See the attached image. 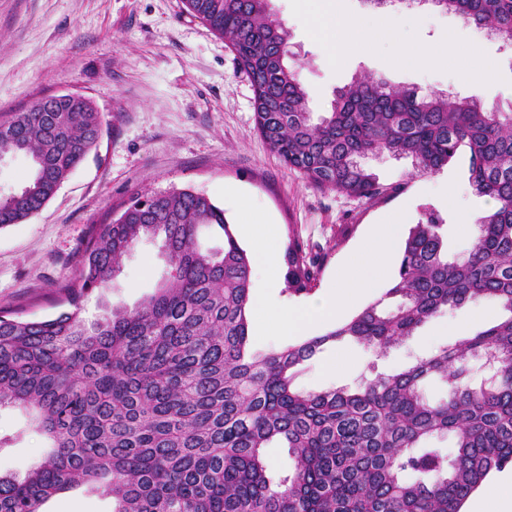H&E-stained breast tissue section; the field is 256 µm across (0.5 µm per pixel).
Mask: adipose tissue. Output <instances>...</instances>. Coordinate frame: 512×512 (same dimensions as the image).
I'll use <instances>...</instances> for the list:
<instances>
[{"label": "adipose tissue", "mask_w": 512, "mask_h": 512, "mask_svg": "<svg viewBox=\"0 0 512 512\" xmlns=\"http://www.w3.org/2000/svg\"><path fill=\"white\" fill-rule=\"evenodd\" d=\"M400 230L394 221L374 225L365 250L343 267L320 304L266 308L257 298L254 306L263 307L268 325L282 334L302 332L342 317L361 299L373 295L381 280L392 272ZM464 512H512V473L496 474L481 492L467 500Z\"/></svg>", "instance_id": "ef3b65f1"}]
</instances>
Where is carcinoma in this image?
<instances>
[{
  "instance_id": "1",
  "label": "carcinoma",
  "mask_w": 512,
  "mask_h": 512,
  "mask_svg": "<svg viewBox=\"0 0 512 512\" xmlns=\"http://www.w3.org/2000/svg\"><path fill=\"white\" fill-rule=\"evenodd\" d=\"M268 2L183 0L256 85V128L285 165L320 188L375 201L396 188L364 166L366 156L410 157L435 173L464 145L470 186L495 207L456 260L444 253L440 213L425 210L380 299L322 335L257 356L247 350L252 264L224 209L188 189L133 198L94 228L79 269L57 286L70 310L32 321L0 309V407L30 411L49 442L24 479L0 475V512H39L82 485L111 495L112 512H461L491 473L512 465V112L363 75L315 123L282 52L288 28ZM432 2L512 45V0ZM52 106L0 121V158L31 161L20 190L0 196V227L37 214L99 142L91 101L61 95ZM204 227L222 234V247L201 246ZM142 239L167 260L156 291L133 308L102 300L85 318L84 302L110 287ZM283 266L285 292L313 291L317 262L295 235ZM484 299L506 315L402 372L354 389L293 384V369L328 345L386 353L445 309ZM487 356L497 376L477 386L472 363ZM429 379L446 385V398L427 399ZM437 437L452 439L448 452L429 445ZM273 442L294 462L277 483L265 455Z\"/></svg>"
}]
</instances>
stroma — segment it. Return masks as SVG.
I'll return each mask as SVG.
<instances>
[{
    "label": "stroma",
    "mask_w": 512,
    "mask_h": 512,
    "mask_svg": "<svg viewBox=\"0 0 512 512\" xmlns=\"http://www.w3.org/2000/svg\"><path fill=\"white\" fill-rule=\"evenodd\" d=\"M274 16L290 33L301 83L310 91L313 118L327 112L337 89L368 74L397 86L476 96L490 108L512 112V49L498 38L430 6L378 9L366 0H342L345 18L363 31L354 48L331 55L341 37L337 25L311 24L318 0H270ZM454 37L458 56L431 66L405 59L408 47L427 48ZM490 65L494 82L467 78L471 60ZM79 93L100 115L96 149L69 175L35 216L0 228V309L41 320L63 311L55 293L70 279L95 225L109 223L134 197L174 188L205 194L224 210L247 252L283 254L289 234L304 242L320 264L312 293L290 295L283 278L269 287L253 282L252 295L273 303H309L338 277L342 266L367 243L370 225L401 216L417 221L423 208L445 220V250L467 256L472 226L490 200L469 183L470 153L460 147L440 171L419 172L409 158H366L380 182L397 194L367 202L309 183L269 148L255 128L254 92L227 42L182 0H0V121L33 101ZM456 187L448 205L441 188ZM264 225L262 239L241 232L247 222ZM167 264L155 242L141 240L124 258L108 294L128 306L151 295ZM498 314L491 301L471 302L427 321L403 346L380 354L356 344L332 345L298 369L304 391L356 387L376 374L400 372L471 334ZM0 473L24 479L44 459L45 439L30 415L0 408ZM41 512H112L102 489L81 486L42 504Z\"/></svg>",
    "instance_id": "stroma-1"
}]
</instances>
